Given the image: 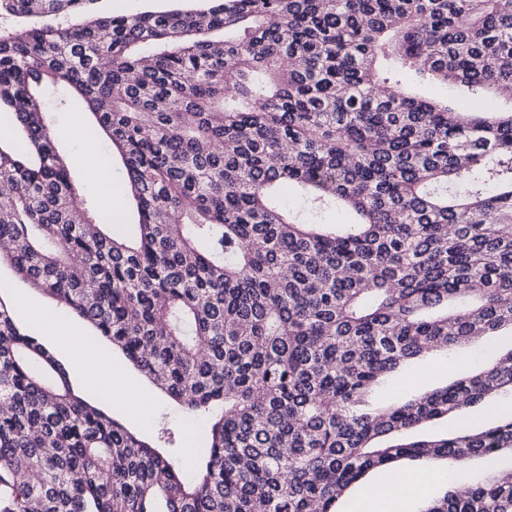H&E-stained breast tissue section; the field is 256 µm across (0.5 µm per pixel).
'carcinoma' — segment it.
Listing matches in <instances>:
<instances>
[{
	"mask_svg": "<svg viewBox=\"0 0 512 512\" xmlns=\"http://www.w3.org/2000/svg\"><path fill=\"white\" fill-rule=\"evenodd\" d=\"M0 0V263L87 322L191 417L186 476L78 393L0 296V512H336L404 460L512 458V0H218L90 17ZM300 61L292 67L289 62ZM463 85L457 112L401 87ZM72 89L126 171L115 233L79 192L40 90ZM289 187L301 201L283 202ZM346 212L348 224L315 217ZM498 362L387 402L472 337ZM446 418L440 437L420 436ZM419 512H512V467Z\"/></svg>",
	"mask_w": 512,
	"mask_h": 512,
	"instance_id": "obj_1",
	"label": "carcinoma"
}]
</instances>
